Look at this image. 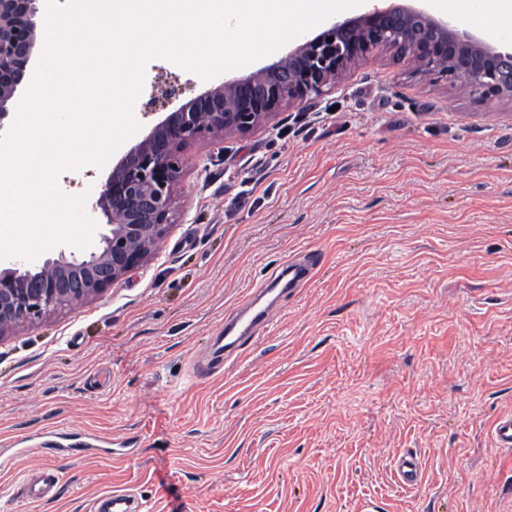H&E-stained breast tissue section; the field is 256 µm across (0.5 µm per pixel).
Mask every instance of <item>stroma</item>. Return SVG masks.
Instances as JSON below:
<instances>
[{
    "instance_id": "1",
    "label": "stroma",
    "mask_w": 512,
    "mask_h": 512,
    "mask_svg": "<svg viewBox=\"0 0 512 512\" xmlns=\"http://www.w3.org/2000/svg\"><path fill=\"white\" fill-rule=\"evenodd\" d=\"M207 80L155 58L135 140ZM158 253L103 294L0 338V512H512V102L367 58L250 134L191 146ZM240 358L196 378L213 338L295 254ZM101 449L15 455L36 433ZM416 455L421 479L397 480ZM60 476L26 500L19 477ZM316 265L317 261L312 257L288 261L279 268V271H276L265 286L281 281L288 276V287L299 288L310 280ZM141 502L130 490H113L95 500L93 512H140Z\"/></svg>"
}]
</instances>
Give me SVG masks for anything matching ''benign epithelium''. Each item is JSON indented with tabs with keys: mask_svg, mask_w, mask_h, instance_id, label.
<instances>
[{
	"mask_svg": "<svg viewBox=\"0 0 512 512\" xmlns=\"http://www.w3.org/2000/svg\"><path fill=\"white\" fill-rule=\"evenodd\" d=\"M44 2L0 0V122L33 79L44 46L37 24ZM387 51L409 55L425 73L461 81L481 96L512 101L511 36L488 39L461 18L436 17L421 5H374L354 18L325 22L317 35L251 74L211 84L129 148L90 205L107 218L98 248L61 250L35 266L1 263L0 337L103 293L157 253L176 221L188 146L260 130L284 108L322 96L358 62Z\"/></svg>",
	"mask_w": 512,
	"mask_h": 512,
	"instance_id": "benign-epithelium-1",
	"label": "benign epithelium"
}]
</instances>
